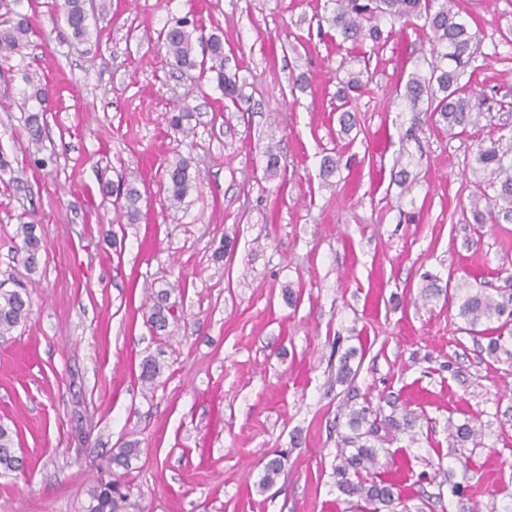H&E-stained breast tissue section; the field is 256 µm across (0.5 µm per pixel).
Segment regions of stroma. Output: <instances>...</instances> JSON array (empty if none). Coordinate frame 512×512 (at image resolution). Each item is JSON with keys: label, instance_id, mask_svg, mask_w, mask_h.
<instances>
[{"label": "stroma", "instance_id": "1", "mask_svg": "<svg viewBox=\"0 0 512 512\" xmlns=\"http://www.w3.org/2000/svg\"><path fill=\"white\" fill-rule=\"evenodd\" d=\"M52 3L21 0L34 33L0 66L11 164L0 171V287L25 286L32 303L0 337V423L29 463L0 477V512H83L129 444L126 479L144 512H360L334 484L336 429L349 406L389 400L417 418L416 443L399 434L381 454L398 512L512 506V360L463 333L447 297L418 302L425 277L460 296L502 287L512 270V221L465 219L477 142L512 134V0H457L484 33L473 80L490 110L466 133L431 128L417 145L401 142L410 114L399 91L402 72L425 65L421 30L356 54L324 22L325 0H96L78 44ZM187 14L223 37L241 100L166 64L159 33ZM350 67L372 80L344 135L336 90ZM26 71L51 91L47 172L28 165ZM177 105L194 114L193 141L165 121ZM405 150L417 182L403 196L391 171ZM330 154L341 162L326 179ZM181 157L196 186L173 209L162 176ZM106 182L138 187L136 223L117 216ZM24 222L43 239L33 271L18 250ZM167 284L181 315L171 336L152 330L145 304ZM351 347L361 362L341 384ZM149 356L162 370L147 387ZM466 418L481 447L449 449V422ZM278 454L284 472L259 492Z\"/></svg>", "mask_w": 512, "mask_h": 512}]
</instances>
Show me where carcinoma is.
I'll return each instance as SVG.
<instances>
[{
	"label": "carcinoma",
	"mask_w": 512,
	"mask_h": 512,
	"mask_svg": "<svg viewBox=\"0 0 512 512\" xmlns=\"http://www.w3.org/2000/svg\"><path fill=\"white\" fill-rule=\"evenodd\" d=\"M331 4L326 17L336 36L362 51L374 50L385 45L392 37L401 35L415 22L430 32V61L428 70L419 69L408 75L404 86L403 100L411 113L410 125L405 136L420 142L423 126L430 123L450 130L459 128L466 132L477 126L485 117L483 107L485 95L477 92L471 80H463L466 67L475 60V48L481 42L480 28H471L456 10L455 0H327ZM70 37L84 42L89 36V14L87 0H62L57 5ZM199 30L196 22L187 16L177 18L160 33L165 60L172 68L199 70V75L216 82L224 98L236 102L242 98V85L238 74L227 71L229 58L224 55V40L217 34L208 39L195 36ZM33 32L30 16L19 12L0 20V60L6 62L27 47L28 36ZM202 44L201 54H196V44ZM25 82L31 92L25 102H34L36 107L24 113V130L28 145L29 162L38 169L54 163L53 157L42 155L43 131L46 120L48 91L42 84L33 83L29 75ZM367 70H351L341 79L336 91L341 112V132L348 133L357 125V118L350 104L354 94L363 91L369 84ZM193 114L184 108L170 113L169 127L176 133L188 136L193 132L190 122ZM474 171L487 177L488 185L497 188L496 201L499 214L484 213L481 201L484 191L474 194L470 200V213L476 224L512 218V136L489 135L477 144ZM391 181L408 193L416 183V176L402 162H396L391 171ZM194 177L190 163L179 158L170 163L164 173L163 187L170 206L177 208L193 188ZM115 202L132 223L139 215V189L131 183L110 190ZM20 250L25 253V263L30 270L38 264L42 238L37 234V225L31 222L20 224ZM505 286L491 293L482 288L469 289L458 298V316L465 324L466 333L487 340L485 350L491 356L503 353L512 359V274L504 278ZM172 289L152 290L148 299L149 322L155 332L170 334L169 327L177 322L169 298ZM30 314L28 296L18 290L0 289V336L9 335ZM357 350L346 352L339 362L336 381L344 383L355 376L350 360ZM160 374V363L148 357L141 363L140 380L151 385ZM416 418L406 413L385 414L383 407L368 406L352 408L347 414L348 432L339 435L337 441L334 478L336 489L346 498H355L362 503L363 512H396L400 504V490L380 471V452L388 438L399 433L409 435L415 441L413 429ZM469 445L481 446L478 430L470 421H448V447ZM24 460L16 454L12 430L0 424V472L5 474L23 469ZM284 471V458L275 456L267 461L258 482L259 489H269ZM85 512H141L139 503L133 498L132 486L119 479L100 480L88 491Z\"/></svg>",
	"instance_id": "carcinoma-1"
}]
</instances>
